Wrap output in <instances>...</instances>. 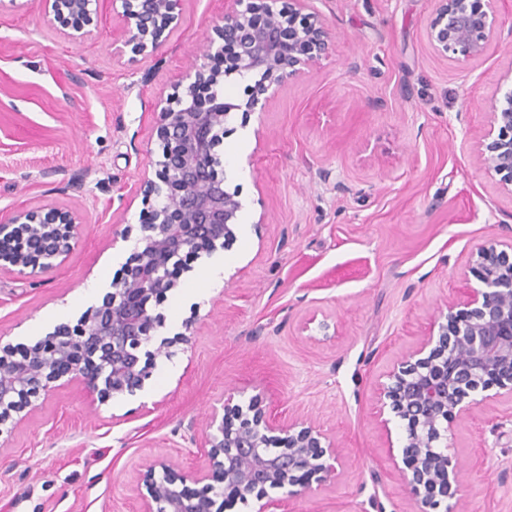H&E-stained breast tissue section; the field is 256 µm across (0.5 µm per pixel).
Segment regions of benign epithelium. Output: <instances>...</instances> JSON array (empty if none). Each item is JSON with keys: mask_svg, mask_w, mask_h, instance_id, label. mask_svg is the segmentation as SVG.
Listing matches in <instances>:
<instances>
[{"mask_svg": "<svg viewBox=\"0 0 512 512\" xmlns=\"http://www.w3.org/2000/svg\"><path fill=\"white\" fill-rule=\"evenodd\" d=\"M494 0H435L426 36L445 60L482 56L497 37ZM179 0H112L122 22L116 52L152 57L176 27ZM67 36L93 37L99 0H40ZM203 53L186 75L182 93L154 105L161 153L154 160L157 180L143 181L135 270L113 283L101 304L89 307L73 326L61 324L17 357L0 351V426L21 413L28 398L51 384L78 382L100 403L134 396L149 378V366L196 329L160 338L150 350L162 319L151 302L177 286L169 276L181 254L212 253L236 241L243 210L239 191L224 188L215 148L231 133L233 111L243 117L264 110L278 89L325 58L335 33L313 0H224V14L213 26ZM260 78L243 87L242 98L226 102L218 94L232 75ZM478 161L496 184L512 193V89L490 104V124L480 139ZM82 215L49 207L18 209L0 221V272L41 276L53 272L78 244ZM469 272L477 286L442 305L428 334L387 374L383 398L405 421L406 439L398 468L418 512H434L455 500L462 506L463 480L439 446L450 425L470 414V394L494 387L512 394V242H490L471 254ZM201 465L176 482L165 476L169 464L150 461L136 486L140 512H223L218 499L255 498V512H276L279 500L312 490L335 475L343 446L308 418L277 421L227 397L213 407L201 433ZM164 476H156V469ZM195 493L184 492L187 484Z\"/></svg>", "mask_w": 512, "mask_h": 512, "instance_id": "benign-epithelium-1", "label": "benign epithelium"}]
</instances>
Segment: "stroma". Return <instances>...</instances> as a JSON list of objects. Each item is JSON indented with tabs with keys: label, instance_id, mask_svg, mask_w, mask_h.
<instances>
[{
	"label": "stroma",
	"instance_id": "stroma-1",
	"mask_svg": "<svg viewBox=\"0 0 512 512\" xmlns=\"http://www.w3.org/2000/svg\"><path fill=\"white\" fill-rule=\"evenodd\" d=\"M0 14V213L66 207L85 217L52 274H0V349L76 323L101 303L140 235L144 176L159 152L154 105L198 55L224 0H181L157 55L112 52L120 26L102 0L94 40L69 41L38 0ZM339 33L330 55L289 80L217 148L244 209L237 239L201 254L156 306L158 336L196 324L158 357L143 391L99 403L70 384L40 394L0 434V512H139L147 461L197 464L184 438L224 397L267 416H308L346 448L335 477L279 512H414L389 457L405 424L380 388L481 244L512 239V195L478 164L491 101L512 88V0L477 60L438 57L434 0H315ZM226 257L223 284L203 275ZM198 295H187L189 286ZM448 434L465 512H512V394L469 396Z\"/></svg>",
	"mask_w": 512,
	"mask_h": 512
}]
</instances>
